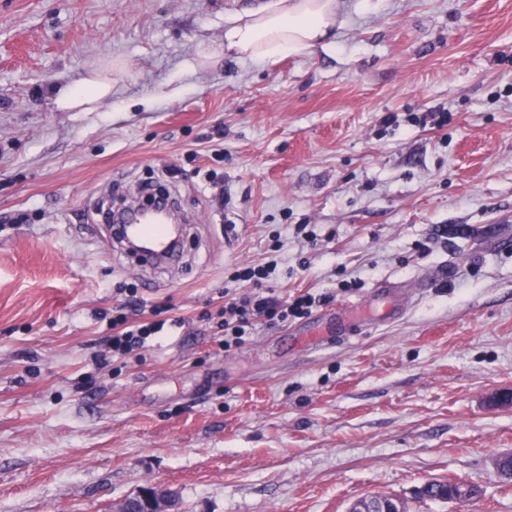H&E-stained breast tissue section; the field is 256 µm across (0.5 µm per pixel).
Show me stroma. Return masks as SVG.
I'll use <instances>...</instances> for the list:
<instances>
[{"mask_svg":"<svg viewBox=\"0 0 512 512\" xmlns=\"http://www.w3.org/2000/svg\"><path fill=\"white\" fill-rule=\"evenodd\" d=\"M248 2L0 0V512L150 487L176 512H512V0H342L325 45L264 62L224 52ZM96 78L95 110L58 107ZM147 181L194 217L180 266L103 217ZM273 256L279 298L325 302L223 349L207 313ZM345 303L352 338L301 345ZM156 306L182 326L101 364L114 310ZM448 479L483 495L422 497Z\"/></svg>","mask_w":512,"mask_h":512,"instance_id":"35a3bbf8","label":"stroma"}]
</instances>
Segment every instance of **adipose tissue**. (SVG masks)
Returning <instances> with one entry per match:
<instances>
[{"instance_id": "adipose-tissue-1", "label": "adipose tissue", "mask_w": 512, "mask_h": 512, "mask_svg": "<svg viewBox=\"0 0 512 512\" xmlns=\"http://www.w3.org/2000/svg\"><path fill=\"white\" fill-rule=\"evenodd\" d=\"M338 8V0H273L247 21L225 28L224 50L253 61L312 50L334 30Z\"/></svg>"}]
</instances>
